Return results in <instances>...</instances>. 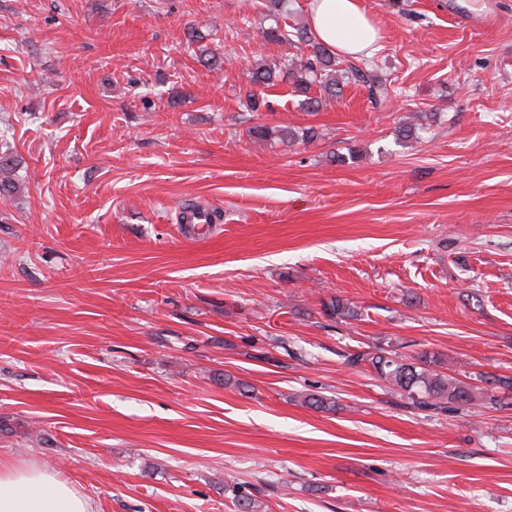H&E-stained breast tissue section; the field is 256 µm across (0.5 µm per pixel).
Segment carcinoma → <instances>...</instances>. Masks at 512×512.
<instances>
[{
    "instance_id": "carcinoma-1",
    "label": "carcinoma",
    "mask_w": 512,
    "mask_h": 512,
    "mask_svg": "<svg viewBox=\"0 0 512 512\" xmlns=\"http://www.w3.org/2000/svg\"><path fill=\"white\" fill-rule=\"evenodd\" d=\"M284 6V0H269L268 12L273 25L267 28L265 38L269 41L287 42L299 50V54L291 59L289 74L295 92L303 97L302 105L306 109H319L323 97L336 96L352 79L368 83L372 88L377 85V79L372 72L366 73L352 63H344L318 42L306 25H281L279 18L282 17ZM279 77L280 68L275 65L258 63L251 70V83L256 87L269 88ZM315 90L319 91V95H313ZM250 134L258 139L278 140L286 144L307 143L316 136L311 128L296 130L288 126L269 127L262 124L251 127ZM14 171L15 163L10 153H1L0 196H10L18 189ZM219 219L217 212L204 210L195 203L182 206L183 224H213ZM322 312L336 320L355 319L360 316V311L355 306L341 299L322 303ZM345 362L351 367L368 365L384 383L411 400V404L420 410H446L450 404L466 406L483 400L492 405L496 403L493 390H512L511 377L497 378L476 373L462 380L439 371L441 361L426 354L407 357L391 349L376 347L350 352L345 355ZM301 402L319 411H336V400L319 392L303 394ZM224 494L231 498L237 512H266L264 503L257 496L245 491L235 477L224 482Z\"/></svg>"
}]
</instances>
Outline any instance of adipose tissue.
<instances>
[{
    "label": "adipose tissue",
    "mask_w": 512,
    "mask_h": 512,
    "mask_svg": "<svg viewBox=\"0 0 512 512\" xmlns=\"http://www.w3.org/2000/svg\"><path fill=\"white\" fill-rule=\"evenodd\" d=\"M310 26L332 51L370 55L380 37L360 0H312ZM0 512H95L90 498L50 468L0 458Z\"/></svg>",
    "instance_id": "ef3b65f1"
}]
</instances>
